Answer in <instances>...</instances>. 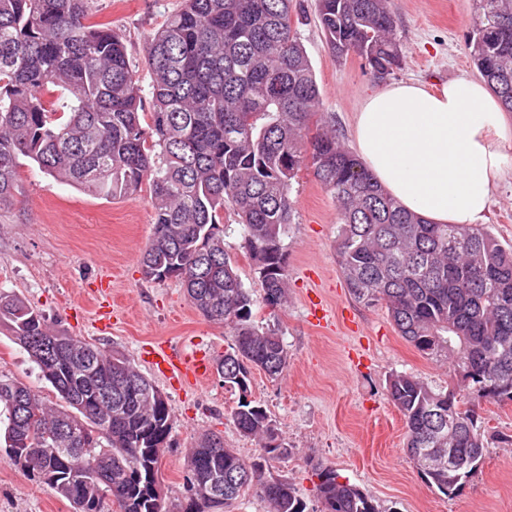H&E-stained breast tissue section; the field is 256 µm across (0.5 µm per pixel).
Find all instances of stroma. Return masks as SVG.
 <instances>
[{
  "instance_id": "1",
  "label": "stroma",
  "mask_w": 512,
  "mask_h": 512,
  "mask_svg": "<svg viewBox=\"0 0 512 512\" xmlns=\"http://www.w3.org/2000/svg\"><path fill=\"white\" fill-rule=\"evenodd\" d=\"M294 25L311 60L321 110L345 147L353 145V125L365 96L381 82L356 56L336 59L328 50L315 0H299ZM180 0H94L95 22L124 35L133 72L143 91L151 76L144 63L147 39ZM396 32L405 48L393 82L418 80L429 88L477 69L466 49L475 25L476 0H392ZM22 193L0 206V289L12 291L69 334L127 357L164 393L172 411L169 447L158 476L172 503L186 496L184 455L199 432L212 431L244 459L257 453L229 414L237 391L219 377L204 387L178 389L141 358L142 344L156 338L187 342L211 357L227 350L224 325L204 319L181 284L145 280L140 254L153 235L148 189L127 199H105L55 182L29 159L19 168ZM294 222L283 238L288 253L291 298L285 310L258 308L256 318L278 324L288 348V366L279 379L252 370L249 397L260 402L294 446L274 462V475L288 478L308 507H316L313 470L333 466L342 479L371 495L382 512H512V403L480 401L477 412L491 442L477 472L454 496L440 493L419 474L405 453L402 416L386 393L396 372L410 373L437 389L460 386L451 363L422 355L396 330L386 310L356 303L336 262V203L310 171L293 183ZM485 224L512 244V164L493 193ZM112 278V307L123 320L100 330L87 291L101 272ZM0 375L24 379L53 399L38 382L26 355L0 327ZM0 512H72L48 485L11 465L0 448Z\"/></svg>"
}]
</instances>
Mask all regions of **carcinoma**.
<instances>
[{"instance_id": "cac0c4a2", "label": "carcinoma", "mask_w": 512, "mask_h": 512, "mask_svg": "<svg viewBox=\"0 0 512 512\" xmlns=\"http://www.w3.org/2000/svg\"><path fill=\"white\" fill-rule=\"evenodd\" d=\"M467 43L483 79L512 112V0H476ZM326 44L385 75L400 68L391 0H317ZM296 0H183L145 45L150 100L123 38L91 21L90 0H0V205L21 193L20 158L49 177L105 198L148 184L154 233L144 279L175 278L207 320L230 329L216 363L240 392L230 414L258 442L251 461L200 433L184 460L199 512H226L252 491L269 512H307L268 465L290 457L265 409L247 399L250 370L270 379L288 366L278 327L254 308L288 303L282 239L293 223L292 181L303 169L336 201V255L351 298L382 306L407 342L452 359L480 399L512 402V246L484 225L430 224L402 208L326 125L310 58L298 37ZM57 90L56 105L45 95ZM149 122H143L144 116ZM236 225L222 224L224 208ZM238 230L261 298L224 249ZM0 326L27 353L62 404L0 375V448L73 512H171L145 484L158 476L172 415L166 397L126 357L56 328L17 294L0 289ZM387 395L404 418L409 457L446 496L478 468L487 440L475 407L407 373ZM319 512H381L370 495L317 469Z\"/></svg>"}]
</instances>
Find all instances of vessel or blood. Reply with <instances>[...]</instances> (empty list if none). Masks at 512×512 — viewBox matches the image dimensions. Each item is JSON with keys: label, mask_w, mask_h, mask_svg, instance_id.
<instances>
[{"label": "vessel or blood", "mask_w": 512, "mask_h": 512, "mask_svg": "<svg viewBox=\"0 0 512 512\" xmlns=\"http://www.w3.org/2000/svg\"><path fill=\"white\" fill-rule=\"evenodd\" d=\"M142 356L157 371L180 387H201L212 371V365L207 355L186 352L173 347L169 341L162 339L148 342Z\"/></svg>", "instance_id": "vessel-or-blood-1"}]
</instances>
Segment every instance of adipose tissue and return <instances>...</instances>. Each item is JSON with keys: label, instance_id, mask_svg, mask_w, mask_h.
<instances>
[{"label": "adipose tissue", "instance_id": "obj_1", "mask_svg": "<svg viewBox=\"0 0 512 512\" xmlns=\"http://www.w3.org/2000/svg\"><path fill=\"white\" fill-rule=\"evenodd\" d=\"M511 141L496 97L464 77L435 90L417 81L381 86L354 124L356 154L374 181L432 224L481 223Z\"/></svg>", "mask_w": 512, "mask_h": 512}]
</instances>
